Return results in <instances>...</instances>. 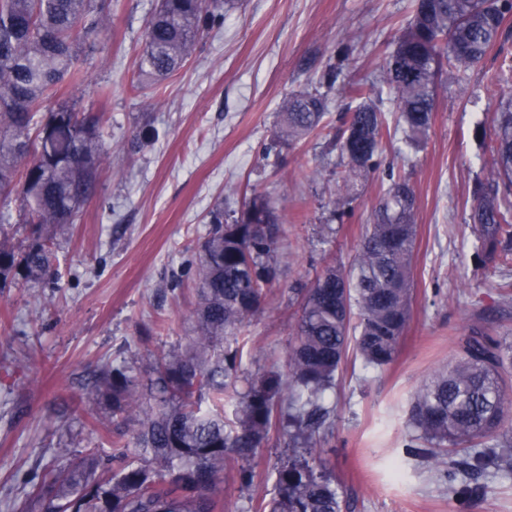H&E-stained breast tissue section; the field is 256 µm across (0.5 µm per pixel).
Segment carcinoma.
I'll return each instance as SVG.
<instances>
[{
    "label": "carcinoma",
    "mask_w": 512,
    "mask_h": 512,
    "mask_svg": "<svg viewBox=\"0 0 512 512\" xmlns=\"http://www.w3.org/2000/svg\"><path fill=\"white\" fill-rule=\"evenodd\" d=\"M223 11L224 0H159L147 22L136 88L177 72ZM510 14L512 0H417L382 70L409 141L428 133L438 78L464 86ZM108 17L107 0H0V196L18 201L16 223L29 230L26 247L16 249L5 232L11 217L0 213V288L18 275L30 282L58 279V239L96 193L107 156L101 117L53 100L61 81L79 78L82 48ZM337 80L331 67L323 75L327 91L283 99L267 153L277 157L322 128ZM339 91L358 101L335 134L346 159L340 189L352 200L364 177L380 167L389 128L363 86L347 83ZM493 127V168L471 194L483 269L508 260L512 246L511 93L498 101ZM416 212L410 184L391 180L376 200L353 267L328 265L306 289L287 372L256 377L241 369L243 328L276 281L280 217L259 195L230 222L215 214L196 262L200 302L185 348L158 355L146 387L123 360L87 392L86 403H108L112 421L131 439H99L77 460L44 470L29 504L39 512H218L214 492L222 479L252 486L250 460L286 436L304 457L288 458L277 469L274 496L249 512H342L340 489L320 453L321 435L334 425L325 400L336 392L349 357L365 369H382L398 354L411 313ZM511 420L512 340L477 322L455 360L413 394L406 454L428 463L437 481L465 497L468 487H456L462 473L491 469L512 480V434L505 430Z\"/></svg>",
    "instance_id": "cac0c4a2"
}]
</instances>
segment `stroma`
Returning <instances> with one entry per match:
<instances>
[{
  "label": "stroma",
  "instance_id": "35a3bbf8",
  "mask_svg": "<svg viewBox=\"0 0 512 512\" xmlns=\"http://www.w3.org/2000/svg\"><path fill=\"white\" fill-rule=\"evenodd\" d=\"M156 3L110 0L109 23L82 60L83 82L63 86V100L100 115L110 137L97 192L60 241L59 282L0 288V512H18L35 472L116 436L107 404L70 415L95 374L125 358L144 379L156 354L185 344L198 246L216 208L232 220L243 194L255 193L285 230L278 279L245 329L243 369L255 376L285 366L304 288L327 264L351 265L393 175L409 182L418 204L411 319L391 365L344 371L322 455L343 512H512V481L478 478L460 500L405 453L413 393L455 359L471 326L483 320L512 335V304L498 290L512 264L475 274L468 245L470 190L493 163L489 120L498 99L487 86L512 66V16L466 90L439 85L431 128L413 149L394 130V95L381 78L412 0H232L184 67L142 91L136 62ZM331 65L345 81L371 87L392 127L380 168L341 209L336 174L345 161L331 140L351 99L331 91L324 131L282 148L279 159L264 155L284 96L315 88ZM139 129L154 137L130 148ZM288 454L282 444L259 449L250 488L221 482L223 512L270 498Z\"/></svg>",
  "mask_w": 512,
  "mask_h": 512
}]
</instances>
